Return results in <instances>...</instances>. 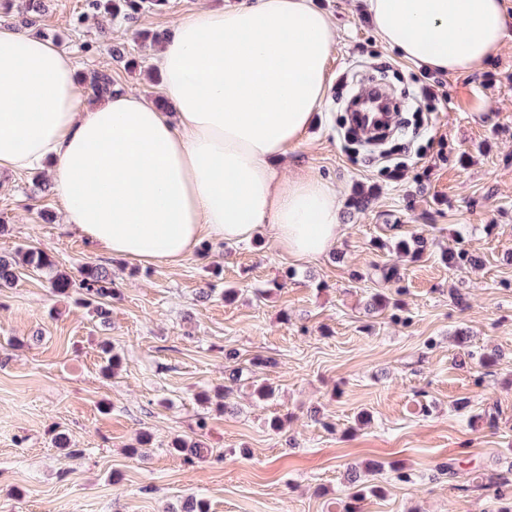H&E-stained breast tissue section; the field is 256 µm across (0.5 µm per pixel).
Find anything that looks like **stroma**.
I'll return each instance as SVG.
<instances>
[{
    "label": "stroma",
    "instance_id": "35a3bbf8",
    "mask_svg": "<svg viewBox=\"0 0 512 512\" xmlns=\"http://www.w3.org/2000/svg\"><path fill=\"white\" fill-rule=\"evenodd\" d=\"M200 1L100 23L83 19L85 0H48L37 29L83 75L111 70L117 87L150 101L162 93L155 48L134 34L168 29ZM315 2L336 31L330 100L281 171L334 187L344 234L333 255L301 261L258 235L203 240L174 268L115 258L64 228L54 191L32 174L0 175V252L38 248L71 274L92 261L118 290L104 329L53 293L48 272L0 289V512H169L191 497L209 512H342L347 466L369 461L397 463L406 478L377 474L385 493L360 512H499L512 497V484L500 496L459 489L439 470L451 462L491 475L512 464V39L480 71L428 72L382 44L359 0ZM115 44L125 61L113 60ZM357 70L381 76L404 103V135L388 145L399 176L341 134L342 80ZM425 84L438 99H418ZM362 193L371 202L361 211ZM421 228L434 240L421 256L389 251ZM448 247L481 265L448 266ZM391 265L400 284L382 278ZM399 286L398 317L366 313L371 294ZM227 288L235 301L223 300ZM105 337L123 357L109 378ZM494 349L498 363L480 366ZM234 368L255 369L274 397L257 400L244 384L230 412L201 406L198 393ZM364 411L372 420L356 427ZM276 417L283 430L271 428ZM144 431L145 456L131 455ZM59 432L82 456L55 447ZM177 436L203 440L208 455L185 464L169 450Z\"/></svg>",
    "mask_w": 512,
    "mask_h": 512
}]
</instances>
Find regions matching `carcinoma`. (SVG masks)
<instances>
[{"instance_id":"carcinoma-1","label":"carcinoma","mask_w":512,"mask_h":512,"mask_svg":"<svg viewBox=\"0 0 512 512\" xmlns=\"http://www.w3.org/2000/svg\"><path fill=\"white\" fill-rule=\"evenodd\" d=\"M46 0H25L21 10L20 25L23 27H35L38 19L45 12ZM165 0H86V9L92 15L104 17L121 15L126 19H133L146 8H156L164 5ZM93 94L106 97L114 92L112 72L101 70L94 73L90 78ZM429 245L428 238L423 234H414L403 238L396 243V248L405 254L417 257L423 254ZM451 267L463 264H474L476 258L463 249H450L443 255ZM34 268L36 270L53 271L50 277V284L53 291L59 295L67 296L71 291H76L78 300L87 306L93 307L95 316L100 323L106 325L112 314V299L116 291L112 288V274L108 268L93 262L84 263L78 270L79 278L75 279L65 272L55 270V263L52 257L36 249H28L24 252L17 251V257L9 259L0 255V288H9L14 285L18 278V272L22 268ZM398 300L385 292L374 293L368 303V311L372 313H383L388 310H398ZM101 352L104 355L105 365L102 371L106 375L116 372L120 367L121 358L112 352L111 342L105 340L101 344ZM171 448L183 456L187 464L195 463V460L203 458V448L200 444H192L176 438L171 442ZM350 478L353 485L351 500L358 502L367 496H380L384 494V487L371 480H360L356 468H351Z\"/></svg>"}]
</instances>
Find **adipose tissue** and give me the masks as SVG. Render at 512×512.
I'll list each match as a JSON object with an SVG mask.
<instances>
[{
    "mask_svg": "<svg viewBox=\"0 0 512 512\" xmlns=\"http://www.w3.org/2000/svg\"><path fill=\"white\" fill-rule=\"evenodd\" d=\"M386 47L481 70L512 34L502 0H365ZM336 40L313 0H237L179 18L156 52L164 107L93 98L54 43L0 28V172L49 170L62 222L103 252L176 266L256 230L298 259L343 235L330 184L279 170L328 101Z\"/></svg>",
    "mask_w": 512,
    "mask_h": 512,
    "instance_id": "ef3b65f1",
    "label": "adipose tissue"
}]
</instances>
